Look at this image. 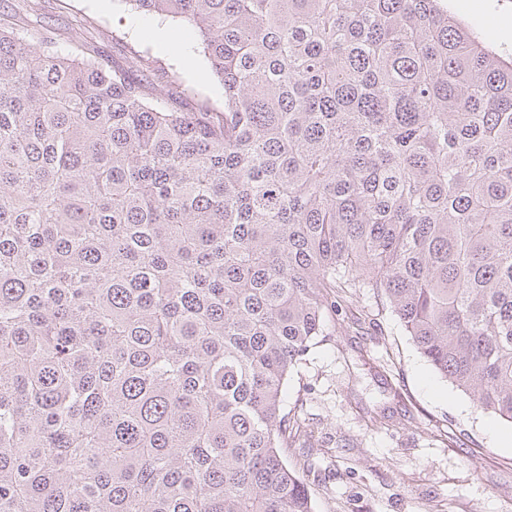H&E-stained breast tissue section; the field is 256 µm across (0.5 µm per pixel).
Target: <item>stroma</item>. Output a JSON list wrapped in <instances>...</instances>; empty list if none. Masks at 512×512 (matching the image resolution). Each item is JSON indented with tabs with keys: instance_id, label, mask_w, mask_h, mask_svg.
Wrapping results in <instances>:
<instances>
[{
	"instance_id": "35a3bbf8",
	"label": "stroma",
	"mask_w": 512,
	"mask_h": 512,
	"mask_svg": "<svg viewBox=\"0 0 512 512\" xmlns=\"http://www.w3.org/2000/svg\"><path fill=\"white\" fill-rule=\"evenodd\" d=\"M447 4L512 50V0ZM27 25L107 65L134 47L174 66L193 93L171 97V107L223 100L199 38L177 20L138 14L124 0H39ZM330 321L333 335L319 337L283 392L293 419L288 464L316 512H512V449L502 443L512 423L477 411L442 379L399 321L378 314L371 292Z\"/></svg>"
}]
</instances>
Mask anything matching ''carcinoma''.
<instances>
[{
  "label": "carcinoma",
  "instance_id": "1",
  "mask_svg": "<svg viewBox=\"0 0 512 512\" xmlns=\"http://www.w3.org/2000/svg\"><path fill=\"white\" fill-rule=\"evenodd\" d=\"M127 2L222 109L0 15V512H314L282 392L362 288L512 424V52L444 0Z\"/></svg>",
  "mask_w": 512,
  "mask_h": 512
}]
</instances>
